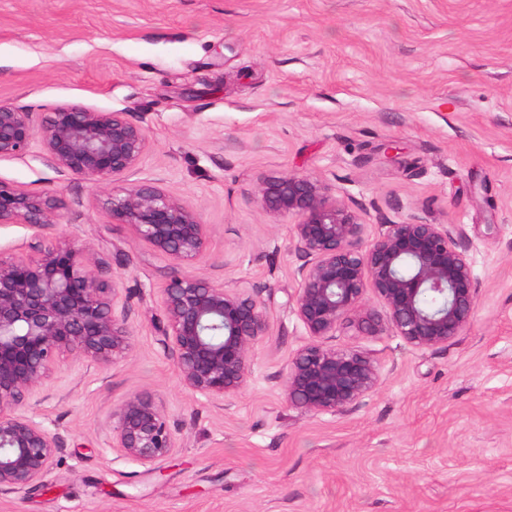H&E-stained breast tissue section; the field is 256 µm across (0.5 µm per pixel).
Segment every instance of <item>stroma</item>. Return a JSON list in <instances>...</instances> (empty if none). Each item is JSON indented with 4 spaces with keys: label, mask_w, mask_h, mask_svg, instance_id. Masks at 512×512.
Segmentation results:
<instances>
[{
    "label": "stroma",
    "mask_w": 512,
    "mask_h": 512,
    "mask_svg": "<svg viewBox=\"0 0 512 512\" xmlns=\"http://www.w3.org/2000/svg\"><path fill=\"white\" fill-rule=\"evenodd\" d=\"M1 100L143 119L136 179L208 224L195 272L258 289L269 331L238 393L195 395L158 343L171 265L113 223L106 190L33 153L1 158V181L63 199L51 234L118 280L133 336L111 365L66 362L41 390L33 415L68 444L0 512H512V0H0ZM287 173L328 185L371 234L461 225L481 282L445 347L338 328L333 345L370 353L381 381L336 416L283 387L308 341L287 305L300 259L258 186ZM134 393L180 438L152 466L109 445V413Z\"/></svg>",
    "instance_id": "stroma-1"
}]
</instances>
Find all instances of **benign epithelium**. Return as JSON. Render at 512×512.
<instances>
[{
  "instance_id": "1",
  "label": "benign epithelium",
  "mask_w": 512,
  "mask_h": 512,
  "mask_svg": "<svg viewBox=\"0 0 512 512\" xmlns=\"http://www.w3.org/2000/svg\"><path fill=\"white\" fill-rule=\"evenodd\" d=\"M39 143L50 165L106 183L132 174L149 147L143 121L81 102L34 113L0 102V158L23 156ZM263 206L291 219V244L303 260L288 299L309 341L283 377L288 401L312 414H342L379 381L366 353L330 344L346 325L364 336L394 335L417 349L448 345L471 324L480 282L458 224L418 219L378 225L372 238L357 215L320 181L299 174L264 178ZM61 198L0 180V224H26L34 235L20 252L0 255V495L41 485L66 437L35 420V398L66 359L113 362L130 347L129 311L120 288L76 240L47 237ZM112 223L169 262L177 273L159 291V344L183 385L222 401L244 383L250 353L268 333L263 300L217 285L189 267L206 252L208 227L157 183L140 181L110 202ZM382 310L366 306L367 294ZM434 294L439 304L424 305ZM109 447L144 466L167 458L179 439L161 402L132 394L110 412Z\"/></svg>"
}]
</instances>
